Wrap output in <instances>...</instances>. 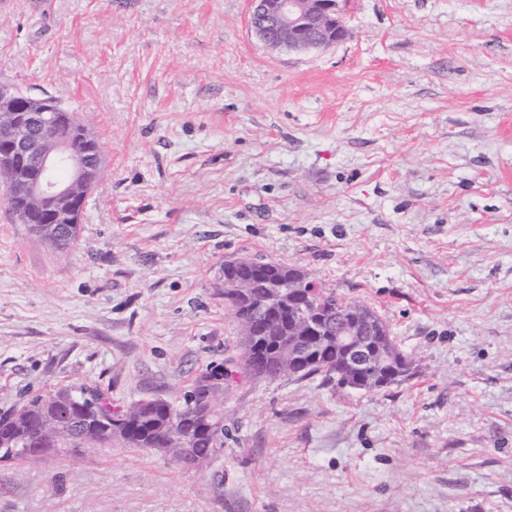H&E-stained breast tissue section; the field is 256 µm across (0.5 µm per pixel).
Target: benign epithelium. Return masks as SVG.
I'll use <instances>...</instances> for the list:
<instances>
[{
  "mask_svg": "<svg viewBox=\"0 0 512 512\" xmlns=\"http://www.w3.org/2000/svg\"><path fill=\"white\" fill-rule=\"evenodd\" d=\"M251 27L256 37L272 50L303 52L328 48L344 41L348 28L344 14L348 0H251ZM48 100L34 97L12 85L0 84V112L12 118L0 124V165L9 172L5 186H18L30 202L38 204L44 221L40 234L52 244L61 239V229L53 222L62 210H79L88 196L75 194L76 186L91 180L101 163L91 154L85 163L72 160V139L55 136L45 144L51 126ZM62 166L71 169L67 181H58L51 172ZM365 329L342 324L336 328V342L347 351V364L362 369L374 363L376 354L368 347ZM223 379L210 382L203 393H192L188 401L205 408L200 415L202 428L209 427L208 410L213 395L223 391Z\"/></svg>",
  "mask_w": 512,
  "mask_h": 512,
  "instance_id": "obj_1",
  "label": "benign epithelium"
}]
</instances>
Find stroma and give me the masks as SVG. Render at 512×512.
Wrapping results in <instances>:
<instances>
[{
  "instance_id": "obj_1",
  "label": "stroma",
  "mask_w": 512,
  "mask_h": 512,
  "mask_svg": "<svg viewBox=\"0 0 512 512\" xmlns=\"http://www.w3.org/2000/svg\"><path fill=\"white\" fill-rule=\"evenodd\" d=\"M248 0H0V83L90 122L66 255L0 200V413L61 388L176 403L237 369L224 265L295 264L418 369L224 389V452L0 464V512H512V0H351L267 49Z\"/></svg>"
}]
</instances>
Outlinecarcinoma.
I'll return each mask as SVG.
<instances>
[{"label":"carcinoma","mask_w":512,"mask_h":512,"mask_svg":"<svg viewBox=\"0 0 512 512\" xmlns=\"http://www.w3.org/2000/svg\"><path fill=\"white\" fill-rule=\"evenodd\" d=\"M57 133L66 135L72 127L82 126L74 110L58 108ZM296 267L270 263L265 267L224 265V280L233 279L238 288H224V302L232 312L240 336L241 360L245 371L255 378H273V374L306 379L314 376L304 371L309 359L319 361L326 380L336 384L353 383L365 391H379L398 385L405 378L396 377L402 352L388 325L374 310L361 303L345 301L310 277L294 275ZM361 315L368 319L370 345L384 350L383 367L351 371L346 352L336 344V330L331 323L336 316ZM70 392L59 389L37 396L27 404L13 408L6 415L11 423L0 426V441L16 439L29 448L43 447L41 427L49 425L59 434L55 455L77 456L88 444H103L110 439L106 428L86 421L85 415L69 403ZM123 419L131 435L123 442L132 448L149 449L171 435L175 442L165 455L179 460L178 438H191L189 447L201 455L213 456L224 447V428L198 429L199 419L188 401L179 404L164 401L155 406L132 404L114 413Z\"/></svg>","instance_id":"cac0c4a2"}]
</instances>
